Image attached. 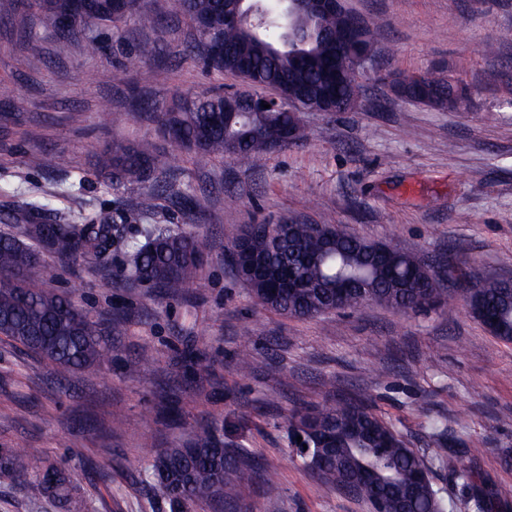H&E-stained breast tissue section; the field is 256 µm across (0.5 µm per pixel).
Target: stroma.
Here are the masks:
<instances>
[{
  "instance_id": "stroma-1",
  "label": "stroma",
  "mask_w": 512,
  "mask_h": 512,
  "mask_svg": "<svg viewBox=\"0 0 512 512\" xmlns=\"http://www.w3.org/2000/svg\"><path fill=\"white\" fill-rule=\"evenodd\" d=\"M18 3L0 0V216L32 199L85 214L134 205L143 185L113 184L97 157L106 144L147 138L195 205L189 225L179 201L161 198L159 226L203 235L210 250L174 296L116 287L125 244L140 236L130 227L111 260L47 257L53 289L122 325L109 361L64 376L0 335V451L25 444L64 463L77 482L72 512H170L152 453L187 443L205 422L253 460L238 499L205 512H267L272 500L279 512H368L316 481L288 424L293 410L364 398L424 457L460 453L512 512V341L488 333L462 301L452 314L373 303L291 317L257 304L225 259L241 225L330 222L430 262L463 254L474 283L512 278V0H347L373 22L377 45L358 108L301 113L307 140L250 167L196 161L159 130L157 111L177 99L240 84L184 57L192 24L167 14V0H141L166 13L162 29L133 18L119 32L102 26L97 54L77 46L65 58L52 27ZM146 38L157 56L130 64ZM433 71L471 89L465 110L396 97L379 81ZM46 151L64 153L68 168L42 170ZM245 344L253 369L244 377L234 360ZM146 345L153 363L128 377L126 361ZM433 482L446 512H478L452 469ZM0 512L61 509L20 482L0 484Z\"/></svg>"
}]
</instances>
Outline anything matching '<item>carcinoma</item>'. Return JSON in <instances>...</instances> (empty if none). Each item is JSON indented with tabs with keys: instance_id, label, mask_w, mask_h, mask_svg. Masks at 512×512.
I'll return each instance as SVG.
<instances>
[{
	"instance_id": "carcinoma-1",
	"label": "carcinoma",
	"mask_w": 512,
	"mask_h": 512,
	"mask_svg": "<svg viewBox=\"0 0 512 512\" xmlns=\"http://www.w3.org/2000/svg\"><path fill=\"white\" fill-rule=\"evenodd\" d=\"M67 0H26V9L50 22L66 7ZM171 7L190 20L203 19L224 36V52L210 56L204 51L205 32L193 35L185 49L189 57L199 56L208 67L238 75L241 61L249 60L252 88L280 89L290 95L305 94L313 99L325 96L326 86L317 67L336 56L335 40L342 17L313 18L298 15L289 24L276 0L265 3L264 26L250 29L224 23L221 0H169ZM108 23L117 28L124 20L90 15L79 18L65 29L55 30L54 51L59 57L70 54L75 42L83 39L84 50L93 55L100 49L91 35L93 28ZM199 107L188 109L180 103L157 113L160 131L173 136L174 143L197 159L230 156L254 163L264 155L286 149L305 137L302 126L291 125L285 112H241L224 118L223 94L195 96ZM411 101H426L448 107V87L439 72L426 74V83L413 86ZM102 165L112 170L117 183L148 184L137 203L119 214L127 227H137L142 218L153 214L161 195L183 196L174 180V171L160 167L154 144L114 142L101 152ZM40 166L47 170L66 167L60 153H44ZM24 211L29 222L17 216L0 230V335L36 354L51 371L67 374L100 364L111 352L106 337L120 328V320L95 318L68 295L46 284L42 256L76 262L112 254L118 231L110 214L94 213L74 217L69 211L50 209L38 201H28ZM144 242L127 245L125 261L118 277L170 293L182 291L200 266L206 242L197 235L167 228L143 229ZM272 269L289 265L307 284L288 294L272 292L273 281L265 278L249 282L256 301L267 309L297 318H313L334 310L358 311L375 302L405 312L419 311L439 304H453L455 294L444 288L447 267L434 268L416 256L396 248L378 261L370 241L348 235L334 224H291L279 240L267 235L264 226L248 224L236 231L227 247L229 264L235 263L238 245ZM345 278L356 286L344 296H336V279ZM474 299L476 319L490 324L492 334L512 340V298L502 282L486 280L462 289ZM316 422L339 429L336 449L329 452L311 448L316 461L313 475L326 486L343 480L360 481L363 471L378 468L374 482L364 485L363 496L383 500L386 512H398L414 472L433 466L408 446L392 425L376 416L367 403L343 401L325 404L313 412ZM438 465L451 464L461 473L465 486L478 489L475 497L481 512L498 510L497 496L489 486L477 484L478 474L460 458L448 461V449L436 450ZM152 468L173 512H197L214 501L236 495L248 482V459L219 443L212 431L202 426L187 446L160 448ZM28 480L37 491L60 499H71L77 489L72 472L51 462L39 448L10 449L0 458V483Z\"/></svg>"
}]
</instances>
